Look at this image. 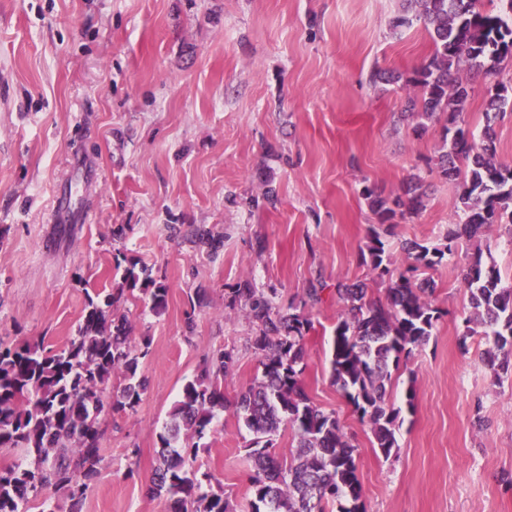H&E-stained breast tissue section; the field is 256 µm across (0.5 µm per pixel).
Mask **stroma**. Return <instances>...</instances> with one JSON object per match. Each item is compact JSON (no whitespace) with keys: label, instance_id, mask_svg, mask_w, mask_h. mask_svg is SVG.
Wrapping results in <instances>:
<instances>
[{"label":"stroma","instance_id":"1","mask_svg":"<svg viewBox=\"0 0 512 512\" xmlns=\"http://www.w3.org/2000/svg\"><path fill=\"white\" fill-rule=\"evenodd\" d=\"M404 0H0V337L59 349L75 336L90 297L120 287L129 263L169 288L154 314L135 293L118 310L149 337L136 413L101 415L104 461L82 512H163L146 486L157 434L213 352L235 349L223 381L235 401L260 374L254 329L227 308L229 288L252 278L281 305L310 281L327 289L309 308L305 390L335 413L357 450L366 512H512V368L481 360L482 334L466 335L469 295L460 271L471 242L431 272L441 317L428 344L392 374L398 448L383 457L330 379L343 305L333 289L371 280L361 251L377 219L364 185L399 192L412 175L424 208L390 225L404 246H442L460 216L455 183L431 173L438 125L425 133L403 111L404 85L432 53L421 23L395 26ZM379 70L402 75L375 80ZM512 88V60L474 82L465 119L481 135L491 89ZM84 161L101 177L80 184L78 224L50 221L55 191ZM273 190L275 205L247 198ZM124 225L116 238L112 229ZM223 239L201 246L198 230ZM264 251H257V241ZM207 302L193 307L197 290ZM414 402H407V390ZM250 438L233 410L201 440L194 466L247 512Z\"/></svg>","mask_w":512,"mask_h":512}]
</instances>
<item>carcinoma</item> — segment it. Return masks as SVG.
Returning <instances> with one entry per match:
<instances>
[{
    "label": "carcinoma",
    "mask_w": 512,
    "mask_h": 512,
    "mask_svg": "<svg viewBox=\"0 0 512 512\" xmlns=\"http://www.w3.org/2000/svg\"><path fill=\"white\" fill-rule=\"evenodd\" d=\"M407 2L428 30L433 52L405 81L420 90L408 99L405 113L416 120L417 130L445 117L436 172L458 184L453 207L464 220L448 230L442 247L407 243L410 263L404 269L395 266L379 229L369 230L363 259L373 280L387 284L384 304L366 300L362 281L336 283L344 311L334 329L331 383L359 420L370 425L376 448L386 458L398 448L400 409L387 400L392 370L429 341L439 319L428 302L436 284L423 272L450 259L462 238L478 242L499 224L511 225L512 236V167L497 162L491 138L492 125L512 105L508 90H497L487 101L483 144L476 143L464 117L471 82L493 75L504 59L512 58V24L503 18L505 12L512 14V0H501L503 13L482 11L476 0ZM463 65L470 72L466 81L459 75ZM361 195L379 224L391 225L420 210L425 192L414 175L400 194L384 196L365 185ZM462 282L471 306L466 334L484 328L483 335L492 338L484 360L491 366L499 359L509 364L512 284H504L494 262L483 260L478 245L462 270ZM123 283L102 300L89 299L82 324L63 349L0 339V448L24 452L23 459L0 466V512H29V504L38 499L41 512H56L42 497L49 488L64 493L69 512H80L103 462L100 414L112 380L123 381L110 403L112 411L133 412L139 405L145 390L139 360L147 356L150 342L132 335L117 304L139 286L158 315L167 308L169 288L144 268L136 272L134 263L125 269ZM230 304L240 306L257 327L249 348L261 366L234 404L250 434L249 512H365L356 448L346 441L335 413L318 407L303 386L309 316L296 307L283 309L249 278L230 289ZM234 357L232 349L214 351L183 385L169 421L157 434L148 493L163 499L164 512H237L229 498L212 491L210 475L199 476L192 466L199 442L216 430L227 408L222 381ZM284 428L297 438L288 460L273 452Z\"/></svg>",
    "instance_id": "obj_1"
}]
</instances>
